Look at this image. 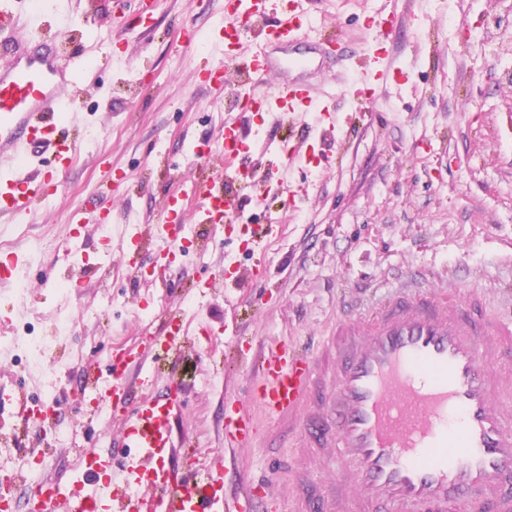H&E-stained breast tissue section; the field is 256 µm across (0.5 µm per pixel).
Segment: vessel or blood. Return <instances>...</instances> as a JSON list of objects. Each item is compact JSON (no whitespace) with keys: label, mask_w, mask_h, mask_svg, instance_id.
Instances as JSON below:
<instances>
[{"label":"vessel or blood","mask_w":512,"mask_h":512,"mask_svg":"<svg viewBox=\"0 0 512 512\" xmlns=\"http://www.w3.org/2000/svg\"><path fill=\"white\" fill-rule=\"evenodd\" d=\"M289 0L277 23L259 42H247L244 29L264 18L268 0H225L218 33L230 55L195 71L198 84L219 91L228 72L241 77L240 109L260 113L274 123L303 125L302 139L292 146L273 139L246 136L238 119L226 117L207 146H191L193 157L224 162V184L192 185L196 204L185 212L180 197H168L160 224H132L121 251L139 250L147 242L170 251L187 235L207 227L244 222L238 185L263 200L278 188L286 203L308 191L286 179L272 180L263 161L281 153L299 154L306 141H318L325 161H333L336 121L323 115L319 125L304 126V110L325 104L344 89L342 76L333 88L307 78L280 73L278 51L305 36L312 26L305 4ZM11 11L0 12V46L12 57L0 67V215L16 220L48 201V186L71 165L77 145L60 135V119L69 96L80 89L68 78L56 45L29 51L12 39ZM276 71L277 87L256 86L257 73ZM397 74L385 65L363 90L375 103ZM53 167H45L44 154ZM98 201L73 213L67 255L86 252L81 226L100 221ZM266 281L263 258L237 267L228 288H259ZM486 292L460 294L457 281L444 276L429 282L408 273L366 301L350 300L328 338L313 352L273 341L254 363V410L224 404V447L251 446L264 436L268 448L299 436L329 468V488L309 483L290 498L291 512H512V315L485 304ZM180 320L167 321L149 346L112 351L107 378L94 390L111 395L128 451L126 465L111 470L92 450L81 457V474L69 492L55 480L36 477L29 483L38 512H253L265 497V484L241 472L233 491H226L224 470L179 476L166 463L176 456L173 423L181 410V393L147 394L158 352H170L176 337L186 335ZM151 496H144V489Z\"/></svg>","instance_id":"b4317fda"}]
</instances>
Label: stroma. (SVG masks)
<instances>
[{"mask_svg": "<svg viewBox=\"0 0 512 512\" xmlns=\"http://www.w3.org/2000/svg\"><path fill=\"white\" fill-rule=\"evenodd\" d=\"M0 0V9L50 31L81 77V90L62 114V132L80 147L57 195L19 225L0 260L18 259V280L0 288L7 331L35 321L50 337L46 355L20 365L0 348V383L15 400L0 408V475L24 470L39 450L38 471L69 483L87 444L110 457L120 427L89 421L86 400H74L89 377L106 373L114 346L141 344L168 318L189 321L173 355L152 365L153 391L182 384L183 406L173 426L176 467L197 458L217 462L224 446V403L246 402L252 356L246 343L277 337L314 346L336 321L341 299L413 269L456 270L463 288L512 280V0H309L320 37L354 47L344 72L353 81L380 67L374 31L377 11L395 12L394 66L408 80L366 108L355 90L332 105L342 160L297 164L291 179L305 182L301 208L284 212L269 194L259 205L241 191L254 222H280L265 245L269 286L259 299L229 306L223 288L202 281L227 260L252 261L240 232L203 231L177 254L155 285L130 279L131 258L151 265L158 253L97 249L88 260L47 250L29 263L35 240H62L77 207L106 193L112 232L127 217L160 223L165 196L186 181L221 182V160L188 163L191 144L212 140L223 101L192 84L174 62L224 58L215 27L225 0H155L150 26L139 20L143 0H69L74 26L56 24L57 0ZM195 30L187 47L181 33ZM468 37H461V29ZM76 281L68 298L63 280ZM72 440L63 447L58 432Z\"/></svg>", "mask_w": 512, "mask_h": 512, "instance_id": "stroma-1", "label": "stroma"}]
</instances>
